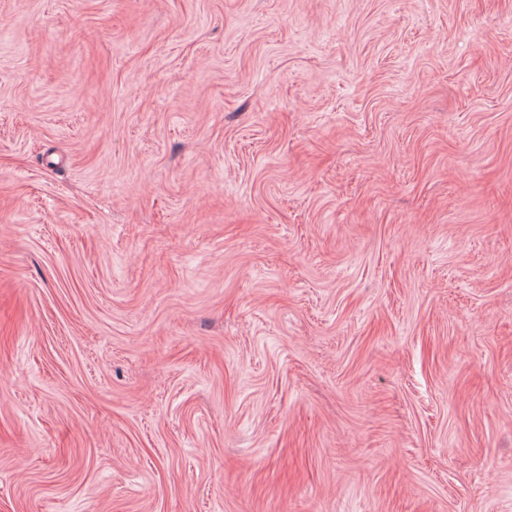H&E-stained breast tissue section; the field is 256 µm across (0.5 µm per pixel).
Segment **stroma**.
<instances>
[{"label":"stroma","instance_id":"35a3bbf8","mask_svg":"<svg viewBox=\"0 0 512 512\" xmlns=\"http://www.w3.org/2000/svg\"><path fill=\"white\" fill-rule=\"evenodd\" d=\"M0 512H512V0H0Z\"/></svg>","mask_w":512,"mask_h":512}]
</instances>
